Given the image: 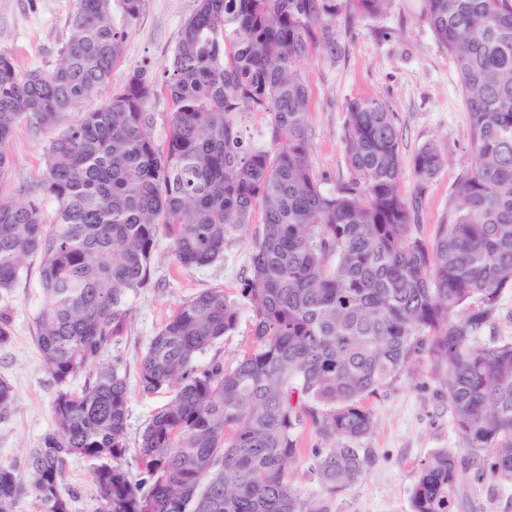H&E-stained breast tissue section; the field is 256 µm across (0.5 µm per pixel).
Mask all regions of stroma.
<instances>
[{
	"label": "stroma",
	"instance_id": "stroma-1",
	"mask_svg": "<svg viewBox=\"0 0 512 512\" xmlns=\"http://www.w3.org/2000/svg\"><path fill=\"white\" fill-rule=\"evenodd\" d=\"M193 0H144L131 25L124 52L110 80L79 110L64 114L57 126L38 128L21 119L10 141L13 166L6 181L15 196H25L39 185L45 172L49 141L82 113L97 108L124 85L130 73L141 70L155 78L171 58ZM73 0H0V51L13 56L18 74L57 64L70 38ZM336 28L342 52L330 56L313 50L302 64L311 91L309 125L312 131L310 162L324 190H333L347 178L342 128L349 101L381 98L396 112L402 134L404 161L401 191L418 204L419 235L431 240L448 212V199L473 153L467 138L464 110L453 58L437 41L421 15V0H393L380 16L349 20L338 15ZM437 143L447 162L427 183H419L411 161L425 143ZM260 222H252L224 243V257L203 268L184 269L174 261L168 238H160L154 253L153 285L129 299L131 320L127 333L113 344L106 361L116 362L127 383L126 452L120 460L129 473L138 471V442L151 415L169 400L168 393H143L139 384L140 360L151 337L186 300L215 288L230 299L241 297L251 274V255ZM29 276L12 295V339L0 347V378L16 391L7 418L0 420V466L24 473L30 448L53 430L52 401L56 384L46 371L33 340V313L40 304L38 261L27 262ZM252 311L242 306L237 328L198 356L199 367L212 361L225 368L236 365L254 344ZM376 422L364 439L372 463L368 470L336 495L323 499L328 512H412L415 468L419 460L445 448L459 449L448 390L425 369L401 374L366 399ZM315 433H307L303 449L288 468V482L301 494L320 493L312 470V449L321 447ZM64 490L72 491V512H98L92 465L73 459L67 465ZM457 512H512V485L486 479L470 480Z\"/></svg>",
	"mask_w": 512,
	"mask_h": 512
}]
</instances>
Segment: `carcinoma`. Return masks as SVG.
Wrapping results in <instances>:
<instances>
[{"mask_svg": "<svg viewBox=\"0 0 512 512\" xmlns=\"http://www.w3.org/2000/svg\"><path fill=\"white\" fill-rule=\"evenodd\" d=\"M118 2L122 23L114 21ZM172 57L153 80L135 71L46 149L38 190L4 192L22 118L55 125L112 75L142 0H75L61 61L20 76L0 52V346L25 260H39L34 340L57 384L56 430L30 449L40 512H71L60 486L69 459L93 462L99 512H327L286 480L301 432L322 494L364 474L359 443L375 421L365 400L425 359L443 377L464 454L420 461L412 512H455L468 469L512 485V341L480 334L512 287V0H423L426 22L454 59L474 162L427 244L400 190L397 114L355 99L343 127L349 177L321 188L310 165L311 92L300 73L314 47L341 52L336 16L370 18L392 0H194ZM169 100V136L152 135V101ZM269 116V144L245 142L240 115ZM446 156L421 146L422 184ZM56 203L44 220L43 201ZM261 209L242 297L254 346L232 369L199 354L233 332L240 303L224 290L183 302L140 362L147 394L171 391L140 442L139 478L125 454L127 384L104 355L125 333L129 297L149 287L157 239L183 268L224 255L227 237ZM85 375L78 390L71 381ZM16 400L0 379V419ZM15 469L0 467V512H15Z\"/></svg>", "mask_w": 512, "mask_h": 512, "instance_id": "1", "label": "carcinoma"}]
</instances>
